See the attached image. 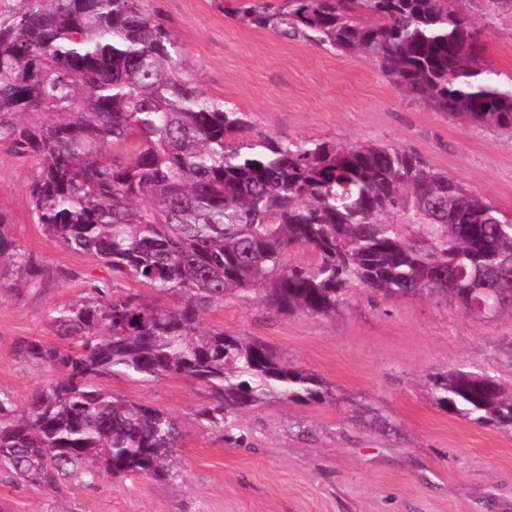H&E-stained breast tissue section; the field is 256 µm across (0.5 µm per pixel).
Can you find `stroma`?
<instances>
[{
  "label": "stroma",
  "instance_id": "1",
  "mask_svg": "<svg viewBox=\"0 0 512 512\" xmlns=\"http://www.w3.org/2000/svg\"><path fill=\"white\" fill-rule=\"evenodd\" d=\"M233 4L139 0L176 36L204 94L249 113L256 129L283 141L404 147L512 219V135L436 112L363 56L248 26L230 14ZM473 21L488 27L485 58L512 84V21L478 13ZM38 168L36 158L0 147V210L42 269L22 291L0 293V392L20 405L57 373L18 359V341L59 344L47 313L110 275L35 224ZM203 323L269 344L323 378L335 402L269 400L242 410L235 444L198 420L207 394L197 382L103 376L101 387L178 420L177 479L130 474L90 486L74 478L51 492L2 473L0 512H512V435L449 414L425 388L427 374L459 367L511 383V308L479 319L435 296L395 301L358 291L335 317H284L252 291L226 298Z\"/></svg>",
  "mask_w": 512,
  "mask_h": 512
}]
</instances>
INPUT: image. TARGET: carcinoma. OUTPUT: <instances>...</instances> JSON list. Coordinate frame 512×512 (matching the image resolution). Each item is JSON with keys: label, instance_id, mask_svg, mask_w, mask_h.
Instances as JSON below:
<instances>
[{"label": "carcinoma", "instance_id": "carcinoma-1", "mask_svg": "<svg viewBox=\"0 0 512 512\" xmlns=\"http://www.w3.org/2000/svg\"><path fill=\"white\" fill-rule=\"evenodd\" d=\"M476 11L512 13V0H249L234 16L361 54L435 111L512 134V85L485 59ZM179 57L174 34L136 0L0 10V147L39 161L35 223L153 292L117 295L100 281L47 314L68 345L18 343L21 361L60 373L22 407L0 392V471L18 483L178 477L176 419L101 388V376L191 379L208 395L199 420L234 442L233 417L258 403L336 400L266 343L204 327L229 295L259 290L282 315L323 318L356 288L443 296L477 317L512 307V222L485 197L401 146L257 131L177 71ZM293 247L314 260L287 264ZM40 274L0 211V288ZM426 388L448 412L512 433V386L497 378L456 369L429 375Z\"/></svg>", "mask_w": 512, "mask_h": 512}]
</instances>
